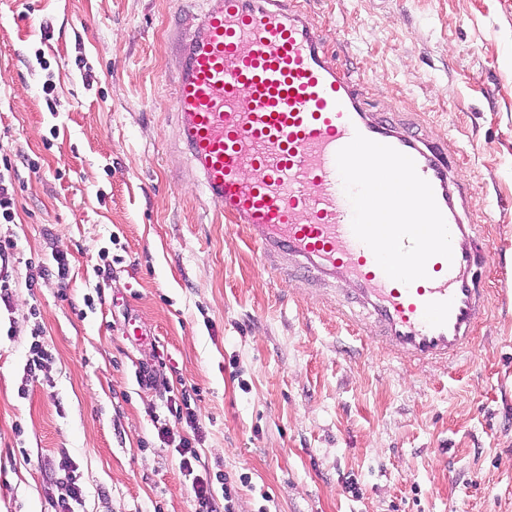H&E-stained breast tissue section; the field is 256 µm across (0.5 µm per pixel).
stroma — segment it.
I'll use <instances>...</instances> for the list:
<instances>
[{
	"mask_svg": "<svg viewBox=\"0 0 512 512\" xmlns=\"http://www.w3.org/2000/svg\"><path fill=\"white\" fill-rule=\"evenodd\" d=\"M202 7L0 0V150L18 170L0 221L17 244L0 268V512H52L69 464L78 512H194L158 435L170 397L196 412L234 512H512V0L303 2L367 108L449 143L475 187L491 313L469 356L423 371L340 320L344 284L313 295L267 272L198 187L172 90ZM55 252L63 285L38 275ZM35 341L52 357L32 378Z\"/></svg>",
	"mask_w": 512,
	"mask_h": 512,
	"instance_id": "1",
	"label": "stroma"
}]
</instances>
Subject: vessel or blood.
<instances>
[{
	"label": "vessel or blood",
	"mask_w": 512,
	"mask_h": 512,
	"mask_svg": "<svg viewBox=\"0 0 512 512\" xmlns=\"http://www.w3.org/2000/svg\"><path fill=\"white\" fill-rule=\"evenodd\" d=\"M179 55V140L205 195L245 226L263 266L288 281L302 273L312 288L348 283L337 313L408 362L472 352L473 328L488 314L476 280L488 252L482 225L463 218L471 189L447 145L368 111L301 0H205ZM358 133L411 157L433 188L453 256L430 258L426 278L390 279L352 231L336 154Z\"/></svg>",
	"instance_id": "b4317fda"
}]
</instances>
